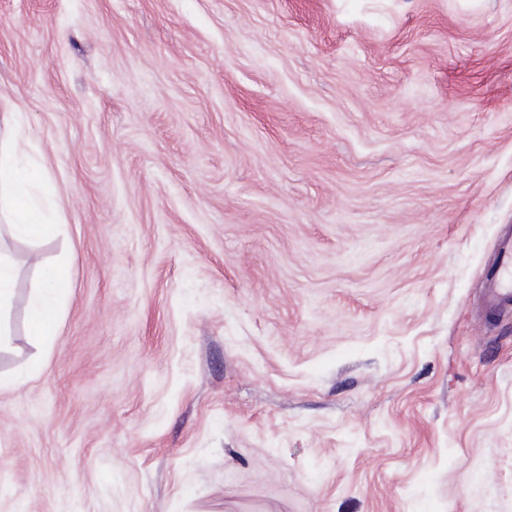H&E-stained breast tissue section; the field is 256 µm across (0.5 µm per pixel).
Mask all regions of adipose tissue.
<instances>
[{
  "label": "adipose tissue",
  "instance_id": "ef3b65f1",
  "mask_svg": "<svg viewBox=\"0 0 512 512\" xmlns=\"http://www.w3.org/2000/svg\"><path fill=\"white\" fill-rule=\"evenodd\" d=\"M36 169L16 150L12 134H0V213H6L11 231L23 238L52 236L58 226L56 208L48 206L35 193ZM68 269L56 266L45 271L33 290L28 334L34 340L52 342L60 320L62 281Z\"/></svg>",
  "mask_w": 512,
  "mask_h": 512
}]
</instances>
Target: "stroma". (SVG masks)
Segmentation results:
<instances>
[{
    "label": "stroma",
    "instance_id": "stroma-1",
    "mask_svg": "<svg viewBox=\"0 0 512 512\" xmlns=\"http://www.w3.org/2000/svg\"><path fill=\"white\" fill-rule=\"evenodd\" d=\"M15 124L0 512H512V0H0ZM21 155L12 133L0 134V213L7 214L11 231L19 237H50L59 226L57 208L46 205L33 191L35 165ZM496 254V262L488 268L481 286L486 317L512 309V231L498 236ZM64 265L48 269L33 289L28 314V335L42 343H51L56 336L60 320L59 307L67 277Z\"/></svg>",
    "mask_w": 512,
    "mask_h": 512
}]
</instances>
